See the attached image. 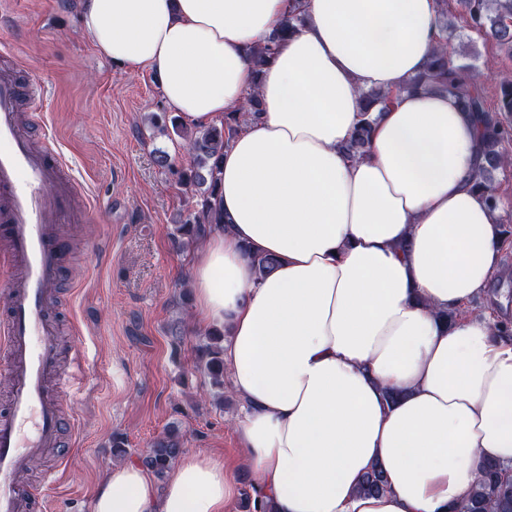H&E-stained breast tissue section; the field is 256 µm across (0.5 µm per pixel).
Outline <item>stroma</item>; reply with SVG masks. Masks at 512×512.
I'll return each instance as SVG.
<instances>
[{
  "label": "stroma",
  "mask_w": 512,
  "mask_h": 512,
  "mask_svg": "<svg viewBox=\"0 0 512 512\" xmlns=\"http://www.w3.org/2000/svg\"><path fill=\"white\" fill-rule=\"evenodd\" d=\"M448 14L461 63L480 69L491 59L512 72V53L467 30L457 0H448ZM79 15L80 0H0V44L23 59L25 77L44 85L42 111L92 204L88 220L64 227L71 246L52 311L63 353L79 346L87 359L86 384L68 404L79 445L66 465L42 458L27 472L46 512H93L115 463L116 431L138 454L174 424L185 453L223 460L241 479L251 474L234 428L242 406L203 398L209 383L194 368V348L206 328L179 301L194 255L171 237L184 209L172 170L188 164L186 145L150 124L167 109L153 71L131 73L101 58ZM159 150L172 169L155 163ZM467 308L512 321V264L499 263ZM180 322L177 339L171 329ZM53 472L57 480L46 483Z\"/></svg>",
  "instance_id": "stroma-1"
}]
</instances>
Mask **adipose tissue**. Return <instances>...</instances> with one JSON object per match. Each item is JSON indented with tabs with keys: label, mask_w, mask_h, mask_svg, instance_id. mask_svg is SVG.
<instances>
[{
	"label": "adipose tissue",
	"mask_w": 512,
	"mask_h": 512,
	"mask_svg": "<svg viewBox=\"0 0 512 512\" xmlns=\"http://www.w3.org/2000/svg\"><path fill=\"white\" fill-rule=\"evenodd\" d=\"M290 6L83 0L81 30L102 58L155 71L195 125L248 93L262 102L224 154L228 226L193 271L199 318L226 330L256 488L276 512H452L479 461L512 467V337L464 310L503 239L474 190L480 127L452 95L406 89L439 42L436 0H304V27L254 77L247 50ZM368 89L392 100L351 159L342 147ZM256 253L279 260L261 280ZM375 465L387 491L358 494ZM236 491L235 472L207 457L179 458L160 495L121 463L94 512H224Z\"/></svg>",
	"instance_id": "adipose-tissue-1"
}]
</instances>
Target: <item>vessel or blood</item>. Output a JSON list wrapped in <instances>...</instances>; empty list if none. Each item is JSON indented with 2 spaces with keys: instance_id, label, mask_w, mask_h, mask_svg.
Segmentation results:
<instances>
[{
  "instance_id": "obj_1",
  "label": "vessel or blood",
  "mask_w": 512,
  "mask_h": 512,
  "mask_svg": "<svg viewBox=\"0 0 512 512\" xmlns=\"http://www.w3.org/2000/svg\"><path fill=\"white\" fill-rule=\"evenodd\" d=\"M21 59L0 47V352L11 380L0 415V512H40V493L19 476L55 449L64 407L84 370L81 350L58 361L48 306L58 293L66 243L57 231L74 212L81 187L57 139L34 145L22 103L38 108L40 82L21 84Z\"/></svg>"
}]
</instances>
